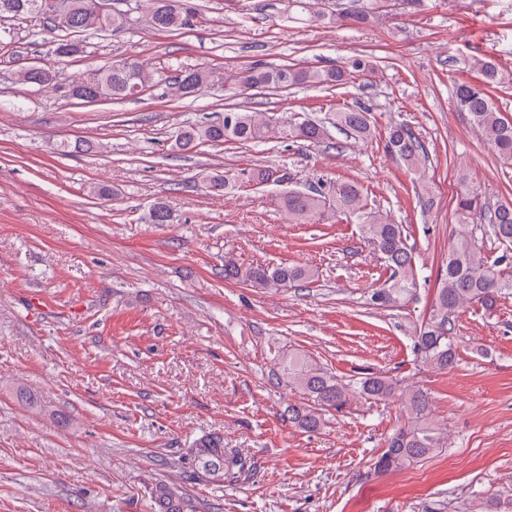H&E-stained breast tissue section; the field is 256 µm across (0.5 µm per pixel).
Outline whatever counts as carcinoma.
I'll use <instances>...</instances> for the list:
<instances>
[{
  "label": "carcinoma",
  "instance_id": "obj_1",
  "mask_svg": "<svg viewBox=\"0 0 512 512\" xmlns=\"http://www.w3.org/2000/svg\"><path fill=\"white\" fill-rule=\"evenodd\" d=\"M145 2L151 26L158 31L183 29L197 17L192 0H135ZM96 0H0V21L38 18L48 33L88 30L109 31L115 35L125 30L126 14L102 15ZM376 18L372 8L350 0L338 14L326 16L310 12V21L325 20L344 25L362 26ZM473 68L479 71L481 83H460L454 90L457 109L470 115L484 141L506 161H512V120L495 106L489 89L512 85V70H504L489 59L476 58ZM350 71L338 65L331 69L294 68L256 64L231 76L233 84L250 89L287 90L298 86L333 87L346 83ZM56 76L44 70L25 68L19 73L22 84L45 85ZM162 81L159 73L144 69L134 60H124L97 71L88 80L69 86V97L84 104L104 99L121 100L135 97ZM208 82L201 69H185L172 78L170 88L181 99L199 93ZM333 126L358 140L375 136L370 109L359 104L334 113ZM320 145L329 139L325 123L307 121L292 123L275 120L265 112L245 108L224 110L218 122L192 123L181 128L175 144L190 150L204 143L224 141L251 142L270 135ZM385 148L405 168L423 178L427 152L416 134L406 125L396 124L386 131ZM240 180L257 185L282 183L278 175L266 167L249 171L205 176L210 191L221 193ZM460 188L455 197V224L450 236L448 255L437 270V288L427 314L415 328L413 351L421 362L446 370L457 360L459 336L456 321L463 310L475 304L490 311L499 298L512 294V205H498L490 213L488 223L476 224L474 218L485 211L482 197L459 177ZM281 205L298 224L318 221L326 209L359 224L374 251L391 271L383 285L371 289L369 300L379 308H396L416 295L418 269L414 245L403 225L393 222L388 214L368 206L362 187L353 180L338 181L326 188L290 189L281 196ZM316 272L309 266H269L244 264L235 256H224V278L264 290H281L292 284L312 283ZM283 374L279 385L302 395V401L290 404L283 416L294 427L312 432L324 425L325 414L341 412L359 398L393 403L402 414L401 424L386 439L383 452L373 463V472L384 474L429 458L445 445L442 428L432 420V403L422 388L407 384L395 376L365 373L348 379L339 378L298 354L282 358ZM185 459L195 466L194 479L201 483L232 481L245 470L247 462L235 454L224 452V439L215 434L197 439L184 451ZM157 512H184L183 504L168 484L158 482L149 489Z\"/></svg>",
  "mask_w": 512,
  "mask_h": 512
}]
</instances>
